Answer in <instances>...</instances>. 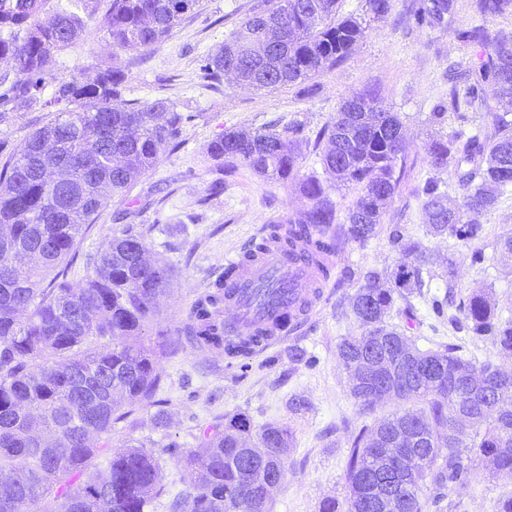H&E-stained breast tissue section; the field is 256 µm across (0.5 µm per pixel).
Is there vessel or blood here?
Segmentation results:
<instances>
[{
  "label": "vessel or blood",
  "instance_id": "obj_1",
  "mask_svg": "<svg viewBox=\"0 0 512 512\" xmlns=\"http://www.w3.org/2000/svg\"><path fill=\"white\" fill-rule=\"evenodd\" d=\"M326 285L302 256L265 236L224 259V332L252 336L259 355L297 333Z\"/></svg>",
  "mask_w": 512,
  "mask_h": 512
}]
</instances>
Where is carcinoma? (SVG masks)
Here are the masks:
<instances>
[{"label":"carcinoma","mask_w":512,"mask_h":512,"mask_svg":"<svg viewBox=\"0 0 512 512\" xmlns=\"http://www.w3.org/2000/svg\"><path fill=\"white\" fill-rule=\"evenodd\" d=\"M199 0H110L105 28L119 51H149L198 6ZM339 0H263L202 65L219 80L231 76L252 88L276 89L302 82L345 60L363 37L357 17H336ZM454 0H420L416 17L438 26ZM92 14L89 0L51 10L48 0H0V125L40 102L53 77L56 53L79 38ZM457 38L481 50L479 69L465 93L452 86L449 106L475 98L487 106L493 134L456 132L428 144L427 163L437 171L454 161L461 204L448 206L438 178L418 187L426 234L464 243L482 239L477 215L512 186V42L484 28ZM125 71L113 65L91 81L59 82L43 102L58 107L0 166V512H145L163 493L158 459L143 448L112 450L109 469L89 471L109 445L112 425L128 416L123 401L150 399L160 382L164 344L140 340L160 313L178 272L147 258L141 234L113 237L92 263V274L73 283L67 264L79 255L83 236L113 196L127 195L167 150L176 147L185 117L163 99L122 98ZM304 127L227 131L208 146L219 178L246 167L266 180L298 176ZM326 142L324 174L300 179L307 206L287 220L288 246L305 238L309 257L323 273L336 208L329 190L345 186L357 196L346 216L348 240L366 244L400 186L405 164L402 125L371 93L342 102L334 121L319 131ZM400 258L389 280L371 271L350 299L361 330L337 345L354 384L350 394L366 413L382 398L377 386L357 379L381 358L389 370L382 385L403 407L361 430L346 460V512H427L464 483L476 457L494 473L512 474V373L490 360L472 361L461 348H419L386 318L403 299L425 286L429 250L420 238L394 235ZM224 288L198 298L184 334L199 348L232 357L250 354V342L224 336ZM465 319L476 338L491 340L512 357V320H503L492 295L472 293ZM101 339L112 349L99 352ZM291 428L268 423L256 429L235 414L212 427L201 446L171 451L190 471V485L171 512H270L272 492L287 476Z\"/></svg>","instance_id":"cac0c4a2"}]
</instances>
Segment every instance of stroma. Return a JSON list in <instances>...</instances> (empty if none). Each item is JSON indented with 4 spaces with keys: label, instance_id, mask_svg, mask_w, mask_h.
Instances as JSON below:
<instances>
[{
    "label": "stroma",
    "instance_id": "stroma-1",
    "mask_svg": "<svg viewBox=\"0 0 512 512\" xmlns=\"http://www.w3.org/2000/svg\"><path fill=\"white\" fill-rule=\"evenodd\" d=\"M259 2L200 0L151 51L117 53L101 25L108 0H93L94 15L80 38L58 53L55 78L44 91L52 96L58 81L89 79L115 62L127 74L125 99H165L186 117L179 145L167 151L127 196L109 199L81 240L77 261L68 267L69 280H83L89 271L87 259L98 257L112 237L130 227L144 235L151 258L180 273L159 318L166 340L160 385L150 400L128 404V417L113 425L110 435L113 445L141 446L159 459L164 493L147 512H169L171 500L189 486L188 472L171 456V448H196L213 424L236 413L247 415L257 427L280 422L292 430L288 477L274 494L273 512H318L325 499L344 500L352 439L363 426H374L397 410L395 403L387 402L361 414L337 356L340 340L358 332L350 296L369 271L388 276L398 261L393 232L425 235L434 277L423 296L412 300L414 320L394 313L390 323L403 326L419 347L456 344L468 356L496 359L503 368H512V357L498 358L490 340L472 338L448 322L449 315H462L469 296L480 289L493 294L501 318L512 319V260L502 258L498 247L500 239L512 236V189L481 216L484 238L469 244L426 236L427 221L416 195L417 185L434 174L426 159L430 139L455 130L469 136L489 132L485 107L477 100L459 113L434 116L448 102L451 77L479 63L476 47L457 40L456 30L482 24L512 35V9L486 18L478 13L476 0H455L448 21L430 27L416 23V0H390L388 15L375 20L366 0H340V16L365 18L367 29L348 58L323 74L275 90L240 86L227 77L218 82L205 77L203 60ZM364 90L374 92L384 108L398 115L407 161L400 188L375 236L363 246L339 243L324 297L291 344H279L246 361L181 345L179 330L194 300L223 279L225 256L259 239L266 227L305 204L297 179L265 180L245 168L225 178L223 195L209 198L214 173L208 145L229 130L253 132L292 121L301 122L306 137L315 138L332 122L343 100ZM51 117L37 104L10 127L1 126L0 161ZM477 251L484 256L478 263L472 260ZM452 259L458 274L450 282L443 273ZM292 344L304 349L302 361L289 358ZM296 398L306 401V410H291ZM160 412L165 415L161 426L155 421ZM511 494L512 475L492 474L477 460L467 481L439 505L429 506L428 512H494L496 501Z\"/></svg>",
    "mask_w": 512,
    "mask_h": 512
}]
</instances>
